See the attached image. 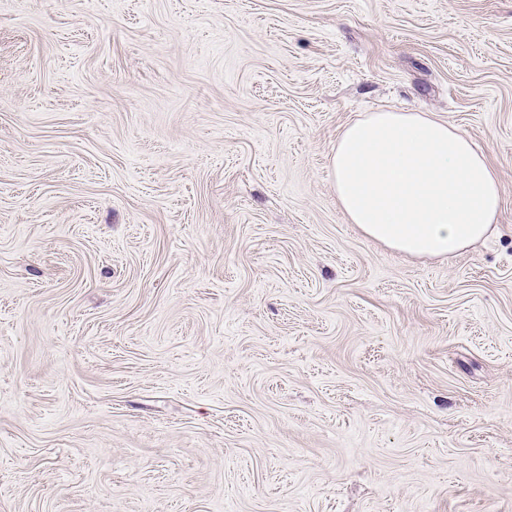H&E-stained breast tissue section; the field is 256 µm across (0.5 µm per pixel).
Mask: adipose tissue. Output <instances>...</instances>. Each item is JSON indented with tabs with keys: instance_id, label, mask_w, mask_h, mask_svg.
I'll list each match as a JSON object with an SVG mask.
<instances>
[{
	"instance_id": "ef3b65f1",
	"label": "adipose tissue",
	"mask_w": 512,
	"mask_h": 512,
	"mask_svg": "<svg viewBox=\"0 0 512 512\" xmlns=\"http://www.w3.org/2000/svg\"><path fill=\"white\" fill-rule=\"evenodd\" d=\"M349 223L415 258L463 253L487 238L501 208L486 155L448 122L419 112H372L347 125L330 160Z\"/></svg>"
}]
</instances>
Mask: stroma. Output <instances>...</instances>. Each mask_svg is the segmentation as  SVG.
Returning <instances> with one entry per match:
<instances>
[{"label":"stroma","instance_id":"stroma-1","mask_svg":"<svg viewBox=\"0 0 512 512\" xmlns=\"http://www.w3.org/2000/svg\"><path fill=\"white\" fill-rule=\"evenodd\" d=\"M381 109L487 241L346 222ZM0 512H512V0H0ZM350 224L415 258L461 254L487 238L501 208L486 155L448 121L420 112H370L347 125L330 160Z\"/></svg>","mask_w":512,"mask_h":512}]
</instances>
